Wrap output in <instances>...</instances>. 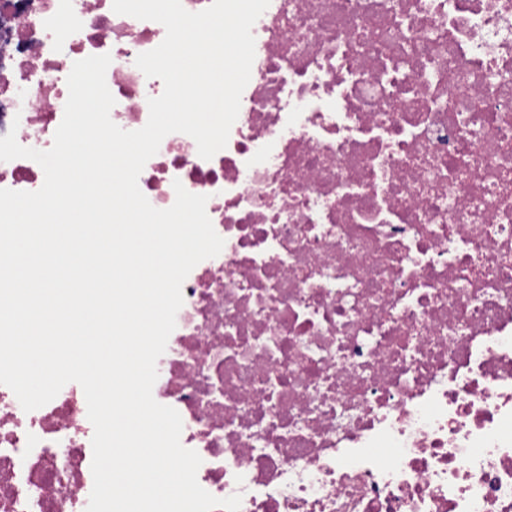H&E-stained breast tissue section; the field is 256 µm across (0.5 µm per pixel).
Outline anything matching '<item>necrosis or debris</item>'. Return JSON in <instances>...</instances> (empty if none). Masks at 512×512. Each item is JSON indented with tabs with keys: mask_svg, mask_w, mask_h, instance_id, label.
<instances>
[{
	"mask_svg": "<svg viewBox=\"0 0 512 512\" xmlns=\"http://www.w3.org/2000/svg\"><path fill=\"white\" fill-rule=\"evenodd\" d=\"M113 0H0V137L50 149L74 62L107 54L142 128L164 26ZM227 145L167 135L138 185L207 196L155 400L240 512H512V0H270ZM33 160L0 189L36 191ZM93 426L0 385V512H85Z\"/></svg>",
	"mask_w": 512,
	"mask_h": 512,
	"instance_id": "1",
	"label": "necrosis or debris"
}]
</instances>
